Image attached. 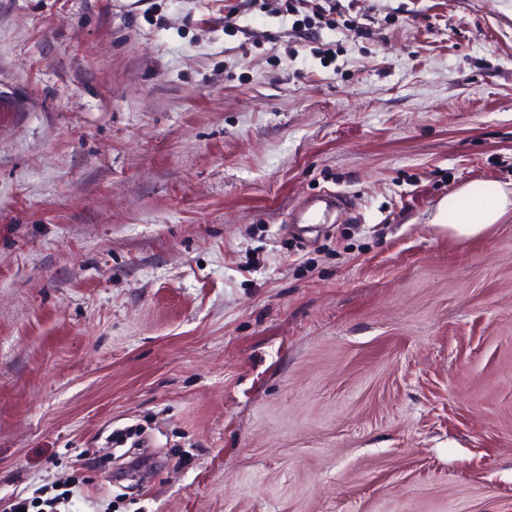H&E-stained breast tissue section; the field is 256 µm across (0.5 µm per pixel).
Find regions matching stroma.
<instances>
[{
  "label": "stroma",
  "instance_id": "stroma-1",
  "mask_svg": "<svg viewBox=\"0 0 512 512\" xmlns=\"http://www.w3.org/2000/svg\"><path fill=\"white\" fill-rule=\"evenodd\" d=\"M284 3L0 0V512H512V0ZM512 216V188L499 182L472 181L440 202L432 224L448 228V236L470 240Z\"/></svg>",
  "mask_w": 512,
  "mask_h": 512
}]
</instances>
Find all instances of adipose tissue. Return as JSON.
Returning a JSON list of instances; mask_svg holds the SVG:
<instances>
[{"label":"adipose tissue","instance_id":"ef3b65f1","mask_svg":"<svg viewBox=\"0 0 512 512\" xmlns=\"http://www.w3.org/2000/svg\"><path fill=\"white\" fill-rule=\"evenodd\" d=\"M512 217V189L497 182L472 181L449 193L437 208L434 224L457 240H470Z\"/></svg>","mask_w":512,"mask_h":512}]
</instances>
